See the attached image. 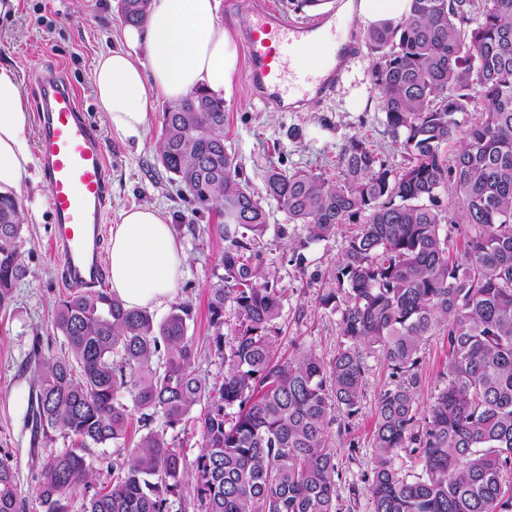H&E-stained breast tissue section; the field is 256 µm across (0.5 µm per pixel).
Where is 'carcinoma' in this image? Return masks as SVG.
<instances>
[{
    "instance_id": "obj_1",
    "label": "carcinoma",
    "mask_w": 512,
    "mask_h": 512,
    "mask_svg": "<svg viewBox=\"0 0 512 512\" xmlns=\"http://www.w3.org/2000/svg\"><path fill=\"white\" fill-rule=\"evenodd\" d=\"M366 41L379 54V110L404 166L389 167L353 135L334 184L300 168L265 176L266 196L311 240L361 219L322 275L319 305L344 306L332 359L275 352L281 293L247 242L266 231L267 212L224 144V99L202 90L168 105L159 161L194 209L217 210L215 232L228 242L208 302V348L224 376L210 384L193 368L188 303L158 322L105 291L59 301L60 350H42L37 337L25 363L38 378L24 413L34 436L76 442L38 458L45 512H70L76 490L90 488L92 449L126 443L123 391L145 433L82 512H338L327 429L336 412L359 410L371 352L391 379L375 407L372 512H512V0H411L406 18L370 28ZM22 221L17 199L0 195V307L27 277ZM447 223L470 227L462 249L442 235ZM228 305L238 326L226 345ZM440 330L446 380L422 414L420 344ZM202 404L190 458L167 429ZM404 455L421 471L402 473ZM0 512H28L6 458Z\"/></svg>"
}]
</instances>
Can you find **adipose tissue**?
<instances>
[{"label":"adipose tissue","instance_id":"obj_1","mask_svg":"<svg viewBox=\"0 0 512 512\" xmlns=\"http://www.w3.org/2000/svg\"><path fill=\"white\" fill-rule=\"evenodd\" d=\"M411 0H342L337 17L370 28L408 15ZM235 48L221 19V0H150L143 25L122 28L121 42L98 54L92 83L113 135L139 141L158 106L196 89L223 95ZM30 112L15 70L0 66V194L20 193L38 166L28 140ZM187 256L169 219L141 203L121 210L111 227L112 294L129 309L171 302Z\"/></svg>","mask_w":512,"mask_h":512}]
</instances>
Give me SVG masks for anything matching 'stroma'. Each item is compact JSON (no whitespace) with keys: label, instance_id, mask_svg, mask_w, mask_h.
Segmentation results:
<instances>
[{"label":"stroma","instance_id":"obj_1","mask_svg":"<svg viewBox=\"0 0 512 512\" xmlns=\"http://www.w3.org/2000/svg\"><path fill=\"white\" fill-rule=\"evenodd\" d=\"M224 28L237 52V66L224 91V143L235 154L244 177L256 192H263L268 169H310L328 180L339 176L338 155L353 135L370 141L389 166L401 167L405 158L387 135L384 116L372 81L377 62L357 22L345 30L358 49L346 58L340 80L331 94L309 100L292 112L267 107L254 98L246 80L247 57L242 40L246 16L222 10ZM122 18L116 0H18L14 15L0 23V63L11 65L18 76L23 97L30 107L39 104L36 78L45 71L60 74L77 91L83 112L105 137L111 173L112 203L105 214L113 219L123 208L149 202L171 218V226L186 255L187 266L177 285L176 302L193 307L189 336L198 349L194 367L209 382L221 381L224 366L210 354L212 329L208 320L210 284L221 273L225 242L209 228L217 223L214 211L196 214L164 172L158 154L161 120L153 118L143 145L112 137L100 116L91 80L97 55L116 46ZM268 227L253 248L276 275L282 295L281 316L276 322L278 355L294 348H311L331 357L341 341L340 311L319 306L323 272L339 260L352 224L337 227L330 237L312 241L304 225L289 223L276 201L264 203ZM52 222L48 208L38 219H25L22 258L26 279L15 288L11 302L0 308V457H8L15 469L18 488L27 496L29 512H43L36 498L38 467L32 451L31 429L22 408L38 382L32 372L22 371L39 336L60 345L54 328L57 302L68 296L59 283V270L48 252ZM303 263H296V255ZM423 383L417 394L418 408L427 411L443 386L448 363V344L442 334L426 337L420 349ZM366 390L353 416L337 413L328 427V438L336 450L339 476L338 501L343 512H371L367 478L374 467L371 448L376 400L389 383V371L378 355L365 358ZM357 499H350V491Z\"/></svg>","mask_w":512,"mask_h":512}]
</instances>
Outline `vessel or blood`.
<instances>
[{"label":"vessel or blood","mask_w":512,"mask_h":512,"mask_svg":"<svg viewBox=\"0 0 512 512\" xmlns=\"http://www.w3.org/2000/svg\"><path fill=\"white\" fill-rule=\"evenodd\" d=\"M248 24L242 35L248 54L247 80L255 97L280 111L297 96L322 98L339 76L325 52L308 58V38L328 22L320 14L304 23L287 21L269 6L238 0ZM36 148L43 167L54 232L51 249L63 287L80 290L104 282L103 219L111 200L107 145L87 120L78 95L50 73L38 77Z\"/></svg>","instance_id":"obj_1"}]
</instances>
